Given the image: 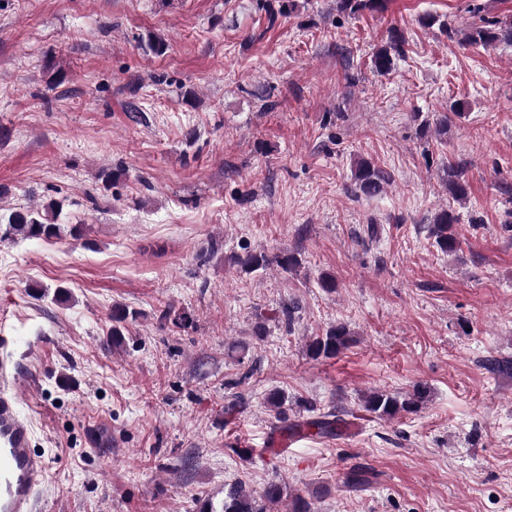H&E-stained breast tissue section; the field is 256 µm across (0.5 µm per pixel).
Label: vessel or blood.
<instances>
[{
    "label": "vessel or blood",
    "instance_id": "obj_1",
    "mask_svg": "<svg viewBox=\"0 0 512 512\" xmlns=\"http://www.w3.org/2000/svg\"><path fill=\"white\" fill-rule=\"evenodd\" d=\"M15 347L0 325V512H37L46 460L33 451L31 419L20 409Z\"/></svg>",
    "mask_w": 512,
    "mask_h": 512
}]
</instances>
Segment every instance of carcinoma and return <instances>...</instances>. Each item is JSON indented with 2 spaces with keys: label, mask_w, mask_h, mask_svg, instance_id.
<instances>
[{
  "label": "carcinoma",
  "mask_w": 512,
  "mask_h": 512,
  "mask_svg": "<svg viewBox=\"0 0 512 512\" xmlns=\"http://www.w3.org/2000/svg\"><path fill=\"white\" fill-rule=\"evenodd\" d=\"M384 8V0H336V10L349 16L359 13L378 11ZM512 42V20L499 21L479 18L464 33L461 43L467 45L491 46L501 40ZM404 41L397 31L389 32L385 45L379 47L372 55V69L379 75L389 74L395 59L404 54ZM141 49L154 56H162L168 49L164 37L149 34L140 40ZM353 178L361 193L374 196L382 192L391 181V175L373 165L370 161L360 159L353 169ZM446 188L449 197L455 202L467 199L468 186L459 167L450 164L446 171ZM62 203L49 199L37 206L25 207L0 216V240L20 238L24 240H79L84 236L83 225L66 224L61 221ZM458 216L450 208L435 212L430 220L429 235L435 246L444 253H453L458 248L455 224ZM269 258L262 252L247 253L239 258V265L248 272L265 268ZM131 313L124 308L112 310V344L121 345L123 341L122 324ZM353 342L350 330L343 324L328 329L325 334L309 340L306 350L313 358H332ZM425 398V391L419 387L413 392L400 395L383 391H372L364 397V408L381 419L391 420L402 411H410ZM283 497V488L276 481L269 482L263 493V500L252 497L250 492L236 484L226 492L221 509L207 508L203 512H267V506L277 504Z\"/></svg>",
  "instance_id": "1"
}]
</instances>
